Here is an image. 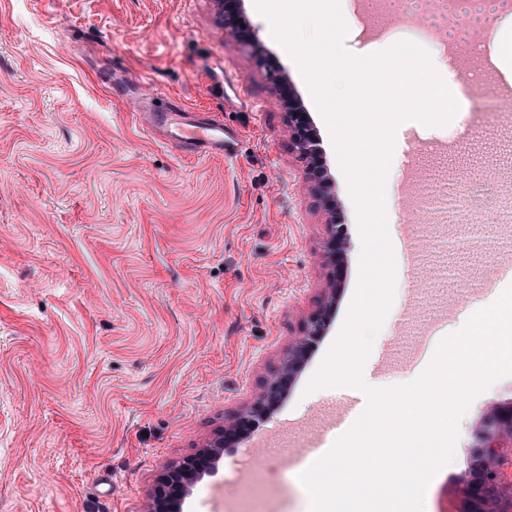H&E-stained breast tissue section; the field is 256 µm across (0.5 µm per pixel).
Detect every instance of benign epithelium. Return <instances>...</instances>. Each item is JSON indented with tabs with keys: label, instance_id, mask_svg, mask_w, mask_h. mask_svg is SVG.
Here are the masks:
<instances>
[{
	"label": "benign epithelium",
	"instance_id": "obj_1",
	"mask_svg": "<svg viewBox=\"0 0 512 512\" xmlns=\"http://www.w3.org/2000/svg\"><path fill=\"white\" fill-rule=\"evenodd\" d=\"M293 124V142L300 157L310 162L309 180L315 194L324 197L331 207L332 179L319 164L322 148L311 128L307 113L298 100L288 101ZM350 242L345 225L333 210L325 224L322 261L330 267L329 287L319 305L306 319L302 336L288 349L280 376L265 385L258 398L242 413L226 420L224 442L229 444L267 420L285 396L286 384L291 382L315 347L326 335L337 304L344 276ZM478 444L469 467L457 482L472 508L462 512H512V480H505V469H512V407L491 408L480 412ZM217 450L205 449L185 458L161 476L152 493V512H175L198 475L205 472L215 460Z\"/></svg>",
	"mask_w": 512,
	"mask_h": 512
}]
</instances>
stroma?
Listing matches in <instances>:
<instances>
[{"instance_id": "1", "label": "stroma", "mask_w": 512, "mask_h": 512, "mask_svg": "<svg viewBox=\"0 0 512 512\" xmlns=\"http://www.w3.org/2000/svg\"><path fill=\"white\" fill-rule=\"evenodd\" d=\"M255 51L225 28L213 0H0V512H148L169 467L212 444L279 371L327 286L320 258L327 215L293 147L289 98L299 99L325 150L350 241L328 334L287 399L247 440L225 449L183 512H310L307 491L283 478L277 454L299 453L335 414L330 390L306 386L336 340L357 289L361 236L325 120L296 62L245 0ZM371 27L346 21L357 55L411 40L432 64H478L487 84L512 5L487 25L457 22L459 49L438 38L429 11ZM130 87L219 115L238 155L197 158L148 132ZM493 175L512 191V122L460 115L456 124L400 123L387 178L391 243L415 231L422 259L395 253L394 307L367 358L365 382H411L461 330L472 305L491 303L496 269L512 265V222L489 209L496 250L466 242L456 212L420 211L421 194L448 200ZM512 402V375L478 395L462 417L454 461L431 482L424 512H459L458 475L476 445L482 409Z\"/></svg>"}]
</instances>
